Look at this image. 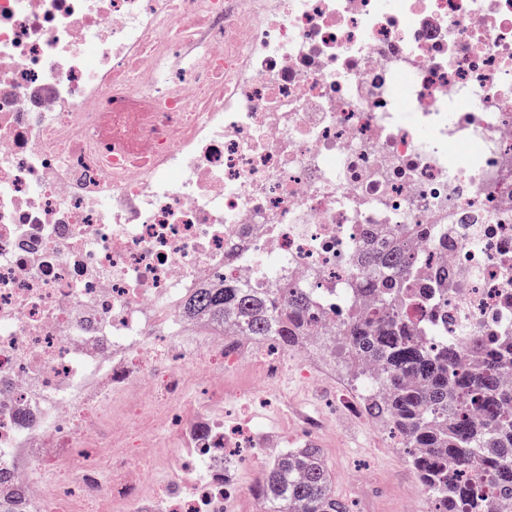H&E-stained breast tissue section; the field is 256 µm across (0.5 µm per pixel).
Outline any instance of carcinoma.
Listing matches in <instances>:
<instances>
[{"mask_svg": "<svg viewBox=\"0 0 512 512\" xmlns=\"http://www.w3.org/2000/svg\"><path fill=\"white\" fill-rule=\"evenodd\" d=\"M369 262L391 270L395 279L375 288L354 284L357 295H377L378 308L364 318L349 309L332 341L343 352L365 412L387 424L405 447L419 449L410 452V464L437 512H488L491 498L512 500V390L501 380V353L512 350V335L470 337V366L458 367L456 345L426 346L400 317L411 297L403 279L411 264L406 245L398 242ZM311 307L306 288L280 296L208 288L183 304L188 314L203 312L217 326L232 323L260 342L273 337L287 348L305 343ZM367 357L382 366V379L366 377ZM254 492L269 512H352L313 443L275 456Z\"/></svg>", "mask_w": 512, "mask_h": 512, "instance_id": "1", "label": "carcinoma"}]
</instances>
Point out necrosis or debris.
Wrapping results in <instances>:
<instances>
[{
  "mask_svg": "<svg viewBox=\"0 0 512 512\" xmlns=\"http://www.w3.org/2000/svg\"><path fill=\"white\" fill-rule=\"evenodd\" d=\"M398 241L419 340L512 329V0H0V512H234L256 401L342 433L182 304L308 288L327 333Z\"/></svg>",
  "mask_w": 512,
  "mask_h": 512,
  "instance_id": "necrosis-or-debris-1",
  "label": "necrosis or debris"
}]
</instances>
